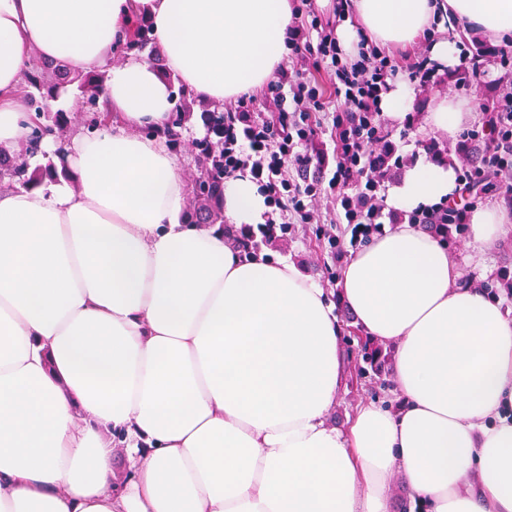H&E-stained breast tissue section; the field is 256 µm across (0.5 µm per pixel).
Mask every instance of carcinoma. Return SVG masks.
<instances>
[{"label":"carcinoma","mask_w":512,"mask_h":512,"mask_svg":"<svg viewBox=\"0 0 512 512\" xmlns=\"http://www.w3.org/2000/svg\"><path fill=\"white\" fill-rule=\"evenodd\" d=\"M152 42V30L146 22L137 17L130 22L128 34L124 42L119 44L120 52L144 51ZM106 75L103 72L74 76L62 64L44 63L31 67L25 74L22 92L28 99L29 119L31 120V135L29 139L30 153L41 151L44 137L52 133L57 139H63L65 133L78 121L88 130L102 128L111 118V114L100 108V98L105 91ZM74 87L79 102L75 112H52L47 107V100L57 98L60 92L68 87ZM193 94L181 89V98L176 106L177 112L172 121L162 131L146 129V134L156 132L164 135L172 149L176 152L182 148L177 137L175 127L185 121L187 116V102ZM195 153L196 173L192 180L193 212L201 224L224 223V154L211 143L196 141L189 145ZM47 159L45 165L28 170L24 160H17L6 155H0V179L7 178L14 184L28 186L45 177L52 178L58 175L57 167L53 161L54 155L43 154ZM365 362L382 367L387 361L386 355L377 347L369 343L362 345Z\"/></svg>","instance_id":"1"}]
</instances>
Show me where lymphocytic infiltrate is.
Here are the masks:
<instances>
[{"label":"lymphocytic infiltrate","instance_id":"obj_1","mask_svg":"<svg viewBox=\"0 0 512 512\" xmlns=\"http://www.w3.org/2000/svg\"><path fill=\"white\" fill-rule=\"evenodd\" d=\"M358 54L357 61H348L334 25L317 18L314 0H300L288 28L292 69H281L276 83L244 93L225 107L218 140L224 174L247 173L260 184L268 206L265 240L293 225L315 223L314 203L325 190L336 201L338 222L350 225L352 242L383 233V176L394 157V129L380 103L399 73L421 87L439 85L442 76L428 57L403 67L365 39ZM311 68L326 71L333 82L336 108L327 127L316 118L325 108L323 94L316 81L304 76ZM323 133L332 151L316 149ZM460 136L482 144V164L461 166L456 203L419 208L408 216L409 223L431 225L440 235L452 226L464 231L470 197L491 189L512 194V92L499 97L481 123L465 126ZM290 166L296 177L286 176Z\"/></svg>","mask_w":512,"mask_h":512}]
</instances>
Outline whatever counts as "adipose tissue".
Segmentation results:
<instances>
[{
	"instance_id": "obj_1",
	"label": "adipose tissue",
	"mask_w": 512,
	"mask_h": 512,
	"mask_svg": "<svg viewBox=\"0 0 512 512\" xmlns=\"http://www.w3.org/2000/svg\"><path fill=\"white\" fill-rule=\"evenodd\" d=\"M351 7L347 47L360 24L412 44L440 10L492 41L512 34V0ZM134 14L164 72L112 63ZM290 23L289 0H0V153L38 164L17 94L35 55L106 70L118 116L65 142L67 176L0 191V512H391L398 474L419 512H512V315L464 283L443 240L404 222L345 263L340 300L393 346L397 398L339 427L346 359L324 288L184 212L159 134L175 105L166 75L223 107L273 77ZM455 189L447 161H421L388 204L407 214ZM265 209L250 175L228 179L230 224ZM469 220L481 253L512 230L495 203Z\"/></svg>"
}]
</instances>
